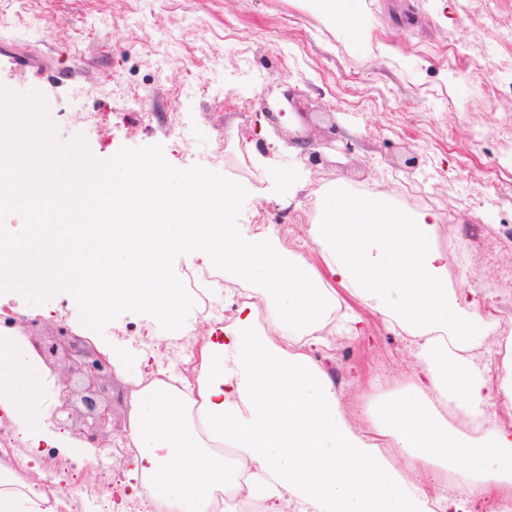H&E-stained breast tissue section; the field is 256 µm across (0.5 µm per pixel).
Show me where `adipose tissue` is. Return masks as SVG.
Segmentation results:
<instances>
[{"mask_svg": "<svg viewBox=\"0 0 512 512\" xmlns=\"http://www.w3.org/2000/svg\"><path fill=\"white\" fill-rule=\"evenodd\" d=\"M345 36L365 34L358 0H311ZM40 127L26 113L0 115V210L26 206L51 210L55 221L35 225L21 240H0V285L22 300L46 286L69 294L96 319L111 310L150 311L181 326L184 298L166 269H144L140 285L102 293L97 240L78 216L121 206L145 186L150 165L139 157L114 159L121 178L99 172L101 192L81 195L66 179L81 166L76 150L46 153ZM251 161L272 183L281 203L315 195L311 255L287 249L273 230L248 232L238 208L253 187L214 184L205 175L156 186L174 202L167 233L180 251L224 266V292L247 285L251 293L226 322L197 336L198 357L161 385L164 353L139 354L126 371L141 385L131 392L128 435L139 450L125 485L150 482L173 512H208L227 480L218 447L234 448L251 468L250 496L265 512H445V486H411L384 456L398 449L409 465L438 466L471 483L512 496V432L471 438L450 426L439 408L452 405L472 421L488 417L485 369L463 353L484 336L493 305L475 288L448 280V251L435 233L432 207L401 208L385 191L354 190L341 179L312 188L295 168L279 169L274 157ZM207 201L194 211L181 202ZM269 314L258 325L259 309ZM383 318L408 336L416 370L412 381L380 405L370 424L352 426L313 348L332 349L325 334L334 320L360 335L366 316ZM44 394L31 349L0 340V409L21 421L31 447L68 449L65 435L48 431L30 412Z\"/></svg>", "mask_w": 512, "mask_h": 512, "instance_id": "obj_1", "label": "adipose tissue"}]
</instances>
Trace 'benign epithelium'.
Listing matches in <instances>:
<instances>
[{
    "label": "benign epithelium",
    "mask_w": 512,
    "mask_h": 512,
    "mask_svg": "<svg viewBox=\"0 0 512 512\" xmlns=\"http://www.w3.org/2000/svg\"><path fill=\"white\" fill-rule=\"evenodd\" d=\"M303 147L308 164L323 162L317 151L320 143L310 138L296 141ZM38 356L48 365L59 367L61 385L60 406L56 412L67 414V419L78 425L76 434L94 448L110 445L112 429V398L104 397L99 383L112 380V364L95 350H79L71 344L67 328L57 325L47 336L31 337Z\"/></svg>",
    "instance_id": "7a95c632"
}]
</instances>
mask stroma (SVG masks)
<instances>
[{
  "label": "stroma",
  "instance_id": "35a3bbf8",
  "mask_svg": "<svg viewBox=\"0 0 512 512\" xmlns=\"http://www.w3.org/2000/svg\"><path fill=\"white\" fill-rule=\"evenodd\" d=\"M378 40L395 42V59H373L351 45L337 47L334 25L294 0H0V39L15 41L38 56L48 71H26L43 88L25 102L30 112L52 114L46 133L52 144L75 143L82 158L104 170L119 156L144 158L157 169L186 177L207 174L213 182L255 181L249 149L261 126L283 142L335 131L337 140L360 143L352 155L321 146L324 161L306 167L313 185L342 178L351 186L399 194L405 181L426 182L433 207L449 215L437 226L492 224L490 211L449 205L447 184L460 191L486 181L488 158L469 154L471 127L512 122V99L496 104L493 119L469 111L464 102L480 71H467L457 86L448 84V64L413 54L454 39L464 43L470 23L438 22L433 0H362ZM296 24H288V17ZM182 89L179 105L171 93ZM295 90L296 107L284 93ZM142 99L137 111L123 97ZM285 110L284 122L266 120L265 109ZM81 113L72 124L67 114ZM179 121L182 136L169 134ZM417 156L418 165L405 161ZM239 223L250 231L270 225L281 241L311 253L307 206L285 212L273 195L245 199ZM73 340L85 349L116 346L126 361L137 352L114 336V328L137 324L145 315L120 310L89 320L72 308ZM349 348L350 363L325 351L313 356L329 373L350 421H371L378 403L405 386L414 358L406 341L378 318L368 335L336 337Z\"/></svg>",
  "mask_w": 512,
  "mask_h": 512
}]
</instances>
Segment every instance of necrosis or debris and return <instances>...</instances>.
<instances>
[{
	"label": "necrosis or debris",
	"instance_id": "1",
	"mask_svg": "<svg viewBox=\"0 0 512 512\" xmlns=\"http://www.w3.org/2000/svg\"><path fill=\"white\" fill-rule=\"evenodd\" d=\"M457 10L462 17L481 16L483 23L471 35L465 46L447 43L439 52L448 60L450 68L468 63L475 67L489 65L492 75L480 81L469 101L470 107L491 110L502 97H512V0H458ZM492 143L494 166L484 188L471 190L467 199L472 208L483 211L493 209L497 221L477 224L471 231L448 235L442 243L448 248V274L458 280L462 267L467 263L476 240L491 237L502 247L512 248V214L505 210V203L512 201V125L497 128L494 137H486L483 130L472 133V148L480 150L485 143ZM223 269L214 264L187 270L181 284L185 292L194 294L201 307L200 321L213 322L224 312L210 298L209 288L220 280ZM483 292L493 294L497 303L494 313L496 326L488 334L494 344L492 376L497 383L496 394L502 410L512 409V362L505 359L504 336L512 334V294H503L496 283H486ZM112 456L110 449L100 450L94 461L81 465L61 454L57 449L44 448L30 451L17 423L0 414V460H7L10 476L7 489H20L32 467H40L44 484L58 489L61 505L58 512H91L103 504L104 492L101 479L108 470Z\"/></svg>",
	"mask_w": 512,
	"mask_h": 512
}]
</instances>
